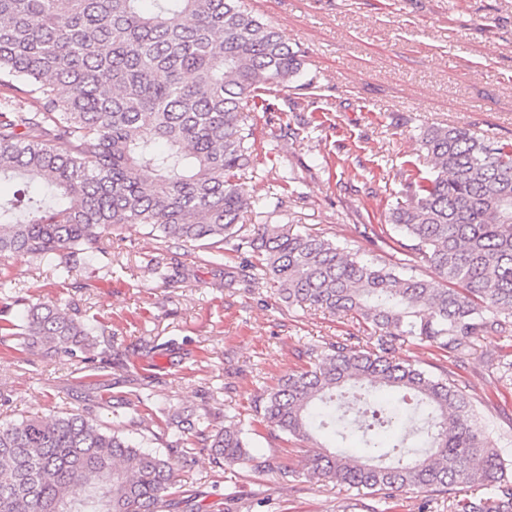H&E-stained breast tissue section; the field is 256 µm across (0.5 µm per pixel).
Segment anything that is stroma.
I'll return each instance as SVG.
<instances>
[{
    "label": "stroma",
    "mask_w": 512,
    "mask_h": 512,
    "mask_svg": "<svg viewBox=\"0 0 512 512\" xmlns=\"http://www.w3.org/2000/svg\"><path fill=\"white\" fill-rule=\"evenodd\" d=\"M293 49L303 68L274 86L270 111L249 113L256 137L255 172L244 188L270 202L269 214L247 215V229L281 224L323 235L368 256L354 232L372 225L393 254L405 239L385 224L404 193L419 138L431 125L467 127L487 139L512 141V0H249ZM106 254L69 258H0V309L20 322L37 302H73L109 338L94 360L46 356L0 335V425L61 412L89 413L111 426L126 417V436L165 455L195 442L140 400L153 394L213 427L237 416L252 450L295 469L253 474L212 463L208 455L174 465L162 512H421L426 494L365 495L303 476L314 450L257 423L258 389L305 368L311 351L370 330L349 316L290 308L274 288L247 276L252 255L213 254L163 242L143 224L114 227ZM170 259L167 279L150 258ZM512 354V333L482 337L457 358L409 340L394 355L427 372L450 373L465 387L490 445L512 453V388L499 386L492 360Z\"/></svg>",
    "instance_id": "35a3bbf8"
}]
</instances>
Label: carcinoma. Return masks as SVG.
I'll return each mask as SVG.
<instances>
[{"label":"carcinoma","instance_id":"carcinoma-1","mask_svg":"<svg viewBox=\"0 0 512 512\" xmlns=\"http://www.w3.org/2000/svg\"><path fill=\"white\" fill-rule=\"evenodd\" d=\"M0 0V85L16 92L0 112V177L38 182L66 200L47 205L19 190L0 198V256H95L108 229L146 224L162 241L248 249L251 279L288 306L353 314L371 324L369 347L330 342L306 370L254 399L257 421L311 439L340 427L360 433L364 454L316 451L313 479L392 497L405 490L448 496V512H512V460L483 438L470 396L390 357L416 340L463 354L482 336L512 330V142L466 127L430 126L421 137L427 170L386 221L410 241L403 258L367 259L322 235L264 224L244 214L256 138L246 111L301 73L290 47L245 0ZM153 178L147 180L143 171ZM425 267L446 282L411 273ZM6 336L46 355H91L100 345L78 308L39 303ZM396 393L403 415L427 416L397 439L379 396ZM125 422L91 414L25 418L0 426V512H158L173 463L134 445ZM199 448L222 466L293 470L252 454L243 425L199 431ZM492 488L460 498L456 487Z\"/></svg>","mask_w":512,"mask_h":512}]
</instances>
